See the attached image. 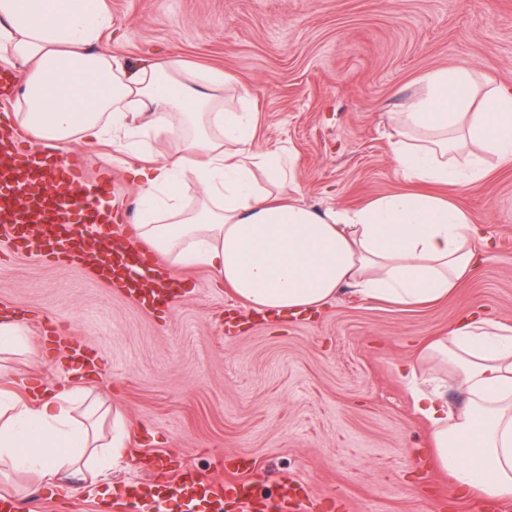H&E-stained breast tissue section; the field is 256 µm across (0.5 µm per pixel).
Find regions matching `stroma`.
<instances>
[{
    "instance_id": "stroma-1",
    "label": "stroma",
    "mask_w": 512,
    "mask_h": 512,
    "mask_svg": "<svg viewBox=\"0 0 512 512\" xmlns=\"http://www.w3.org/2000/svg\"><path fill=\"white\" fill-rule=\"evenodd\" d=\"M105 2L102 41L128 64L178 56L246 81L247 96L224 89L225 108L248 104L257 144L290 153L300 199L319 209L412 191L395 175L385 115L422 92L426 73L469 67L512 91V0ZM62 153L81 155L88 178L115 182L137 207L138 179L110 145ZM427 191L485 232L468 279L413 309L347 285L313 318L264 319L202 265L173 268L182 294L162 313L91 267L12 249L0 228V316L20 317L34 336L60 323L99 357L90 378L61 369L62 351L47 345L38 368L11 356L29 374L23 397L67 384L119 408L129 433L116 492L143 480L142 452L162 473L190 465L214 477L245 456L259 494L283 493L279 477L290 474L306 512H474L476 499L448 490L433 466L399 369L464 311L512 327V165L491 157L482 179Z\"/></svg>"
}]
</instances>
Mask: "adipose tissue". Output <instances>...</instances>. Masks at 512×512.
I'll use <instances>...</instances> for the list:
<instances>
[{"instance_id":"ef3b65f1","label":"adipose tissue","mask_w":512,"mask_h":512,"mask_svg":"<svg viewBox=\"0 0 512 512\" xmlns=\"http://www.w3.org/2000/svg\"><path fill=\"white\" fill-rule=\"evenodd\" d=\"M111 24L104 0H0V56L23 88L13 120L45 144L104 141L122 163L138 165L133 233L173 265L209 267L275 318L319 311L346 285L412 308L467 279L478 229L455 203L394 192L356 210L305 205L289 157L257 145L250 113L221 105L223 73L200 87L176 57L128 66L100 42ZM422 83L423 93L392 115L402 131L392 147L400 180H479L483 151L512 162V93L480 86L466 68L430 72ZM150 142L165 152L145 157ZM189 182L202 190L193 207L181 197ZM421 350L451 366L466 395L452 415L439 389H411L436 466L481 498L512 497V328L468 315ZM24 381L23 371L0 367V464L52 487L70 474L68 493L85 494L88 478L123 460L121 413L103 445L74 414L80 390L30 402L12 392Z\"/></svg>"}]
</instances>
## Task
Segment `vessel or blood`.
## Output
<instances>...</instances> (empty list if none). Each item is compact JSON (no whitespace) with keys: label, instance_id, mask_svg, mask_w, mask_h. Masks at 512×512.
I'll return each mask as SVG.
<instances>
[{"label":"vessel or blood","instance_id":"vessel-or-blood-1","mask_svg":"<svg viewBox=\"0 0 512 512\" xmlns=\"http://www.w3.org/2000/svg\"><path fill=\"white\" fill-rule=\"evenodd\" d=\"M0 223L11 231L17 248L36 247L41 256L62 258L94 268L110 287L130 296L147 295L168 305L173 283L157 275L151 248L130 237L104 238L95 248L81 241L88 225L121 224V209H100V198L114 193L108 179H88L81 157H59L32 145L14 127L0 123ZM179 500L190 512H225L233 501L240 512H294L288 496L259 500L247 479L211 480L192 467L175 479H154L126 488L112 500L114 512H159L162 502Z\"/></svg>","mask_w":512,"mask_h":512}]
</instances>
